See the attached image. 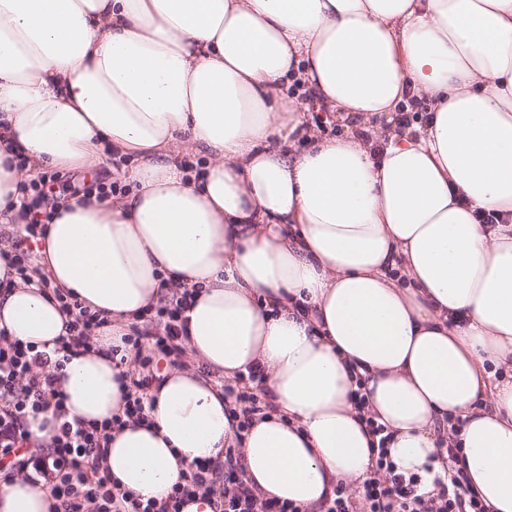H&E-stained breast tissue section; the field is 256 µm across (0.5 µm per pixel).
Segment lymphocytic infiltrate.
Instances as JSON below:
<instances>
[{
	"label": "lymphocytic infiltrate",
	"mask_w": 512,
	"mask_h": 512,
	"mask_svg": "<svg viewBox=\"0 0 512 512\" xmlns=\"http://www.w3.org/2000/svg\"><path fill=\"white\" fill-rule=\"evenodd\" d=\"M30 189V202L20 206L24 234L0 258L14 268L20 281L36 280L42 288L51 289L71 320L67 335L50 353L0 330V472L16 470L31 483L45 482L59 512H182L199 495L214 497L216 512H301L292 503L260 497L246 478L238 443L225 448L223 459L191 463L165 498L143 500L116 486L103 466L112 433L125 421L143 418L154 354L163 355L172 365H183L187 336L183 314L191 294L173 293L146 310L145 325L131 324L127 340L134 350V367L122 414L93 424L68 418L57 388L58 371L69 352L91 345L108 319L89 312L77 297L52 288L50 280L40 275L26 243L44 235L53 216L49 204L54 192L47 181L31 184ZM223 389L238 411V432L248 430L254 416L270 408L262 397L258 372L237 375ZM46 412L53 414L57 427L50 443L43 445L33 440L29 422ZM365 424L378 440L372 477L355 489L337 484L332 495L322 498L311 512H491L469 486L461 449H440V459L448 463L445 476L435 479L432 490L424 491L417 475L398 472L390 459L386 427L370 416Z\"/></svg>",
	"instance_id": "lymphocytic-infiltrate-1"
}]
</instances>
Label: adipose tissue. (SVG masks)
Listing matches in <instances>:
<instances>
[{
	"label": "adipose tissue",
	"instance_id": "1",
	"mask_svg": "<svg viewBox=\"0 0 512 512\" xmlns=\"http://www.w3.org/2000/svg\"><path fill=\"white\" fill-rule=\"evenodd\" d=\"M287 77L367 137L318 138L278 95ZM414 99L424 122L398 126ZM115 154L137 158L134 190L59 200L38 253L111 321L59 371L87 422L123 410L104 349L159 296L193 293L191 364L112 437L119 488L159 499L223 458L236 426L209 374L258 367L274 409L242 464L262 496L307 512L371 477L359 389L423 490L444 439L512 512V382L495 377L512 369V0H0V210L42 169ZM68 321L37 284L0 293L10 338L50 351ZM52 503L0 472V512Z\"/></svg>",
	"mask_w": 512,
	"mask_h": 512
}]
</instances>
